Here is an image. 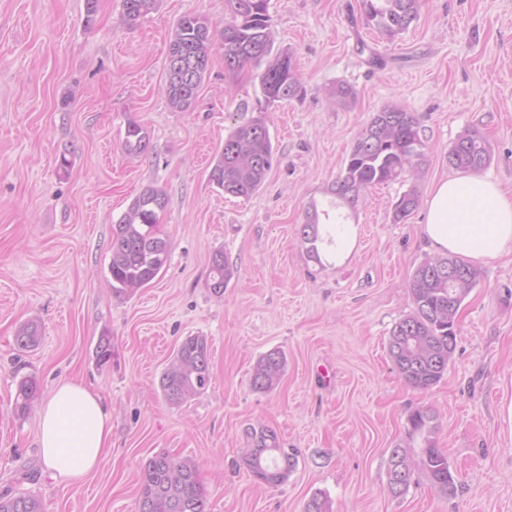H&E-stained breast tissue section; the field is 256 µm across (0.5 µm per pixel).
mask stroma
Listing matches in <instances>:
<instances>
[{
	"label": "stroma",
	"instance_id": "stroma-1",
	"mask_svg": "<svg viewBox=\"0 0 512 512\" xmlns=\"http://www.w3.org/2000/svg\"><path fill=\"white\" fill-rule=\"evenodd\" d=\"M274 46L294 54L304 94L266 105L260 70H224L214 50L193 106L164 94L170 33L186 15L224 22V0H160L136 26L122 0H0V494L38 496L46 512H136L141 462L167 452L197 462L210 512H303L316 493L331 512H512V254L480 266L459 311L457 348L433 387H410L387 342L413 307L408 280L430 250L425 200L453 176L448 150L480 125L491 150L482 174L512 191V0H421L408 31L388 41L360 0H268ZM350 86L347 104L329 97ZM396 104L427 144L422 200L406 220L394 207L410 184L365 191L349 221L355 243L311 257L301 227L324 202L360 129ZM264 116L280 161L252 196L210 180L234 127ZM150 148L127 156V118ZM161 188L166 270L129 297L112 293V227L132 199ZM223 252L238 277L223 293L209 263ZM36 321L39 345L17 350ZM112 358L97 365L101 334ZM207 337L212 380L181 406L159 378L180 342ZM282 351L278 388L253 389L259 357ZM40 399L65 379L96 390L112 414V447L80 484L41 461L37 411L14 412L18 382ZM430 408L456 493L418 476L387 488L391 448L408 415ZM273 429L299 451L287 482H258L242 462L244 431Z\"/></svg>",
	"mask_w": 512,
	"mask_h": 512
}]
</instances>
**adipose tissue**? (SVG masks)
<instances>
[{
  "instance_id": "ef3b65f1",
  "label": "adipose tissue",
  "mask_w": 512,
  "mask_h": 512,
  "mask_svg": "<svg viewBox=\"0 0 512 512\" xmlns=\"http://www.w3.org/2000/svg\"><path fill=\"white\" fill-rule=\"evenodd\" d=\"M423 234L441 254L480 266L512 253V195L476 175L437 182L427 200ZM43 460L57 476L84 482L111 444L112 418L100 396L70 380L53 388L38 418Z\"/></svg>"
}]
</instances>
